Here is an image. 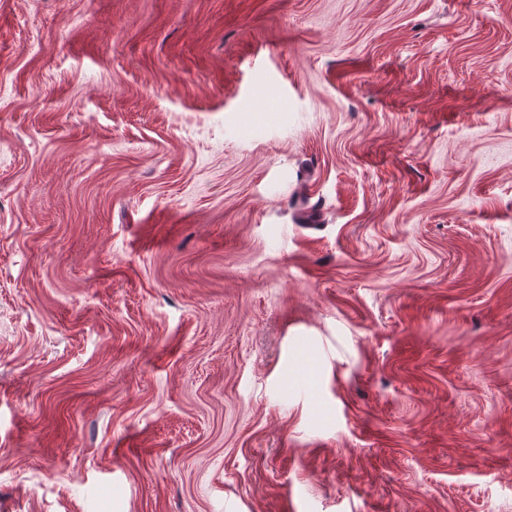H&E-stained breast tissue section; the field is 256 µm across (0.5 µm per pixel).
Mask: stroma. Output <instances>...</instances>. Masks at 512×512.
I'll return each instance as SVG.
<instances>
[{"instance_id": "1", "label": "stroma", "mask_w": 512, "mask_h": 512, "mask_svg": "<svg viewBox=\"0 0 512 512\" xmlns=\"http://www.w3.org/2000/svg\"><path fill=\"white\" fill-rule=\"evenodd\" d=\"M0 512H512V0H0Z\"/></svg>"}]
</instances>
